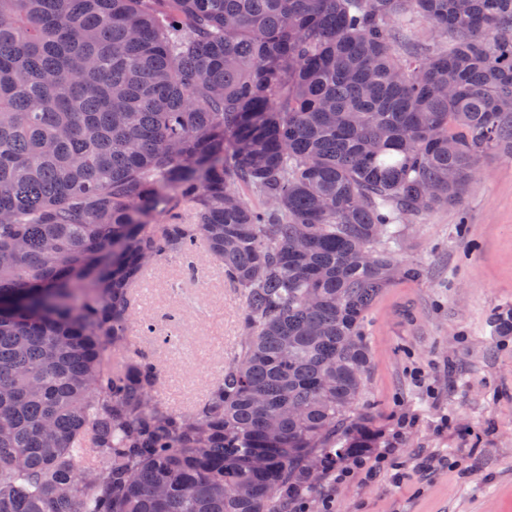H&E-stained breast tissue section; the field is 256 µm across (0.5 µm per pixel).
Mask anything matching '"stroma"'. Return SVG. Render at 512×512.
Wrapping results in <instances>:
<instances>
[{
    "label": "stroma",
    "instance_id": "stroma-1",
    "mask_svg": "<svg viewBox=\"0 0 512 512\" xmlns=\"http://www.w3.org/2000/svg\"><path fill=\"white\" fill-rule=\"evenodd\" d=\"M464 202L404 225L401 254L426 270L387 289L371 312L364 400L399 476L330 486L329 512H512V335L489 323L512 310V158L489 153ZM185 278L177 260L154 266L134 321L162 371L158 401L192 408L229 361L241 297L209 254Z\"/></svg>",
    "mask_w": 512,
    "mask_h": 512
}]
</instances>
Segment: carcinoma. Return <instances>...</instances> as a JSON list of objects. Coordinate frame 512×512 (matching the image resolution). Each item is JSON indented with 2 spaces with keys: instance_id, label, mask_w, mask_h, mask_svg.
<instances>
[{
  "instance_id": "carcinoma-1",
  "label": "carcinoma",
  "mask_w": 512,
  "mask_h": 512,
  "mask_svg": "<svg viewBox=\"0 0 512 512\" xmlns=\"http://www.w3.org/2000/svg\"><path fill=\"white\" fill-rule=\"evenodd\" d=\"M490 152L512 0H0V512H294L377 447L399 224ZM196 247L243 308L186 412L132 313Z\"/></svg>"
}]
</instances>
